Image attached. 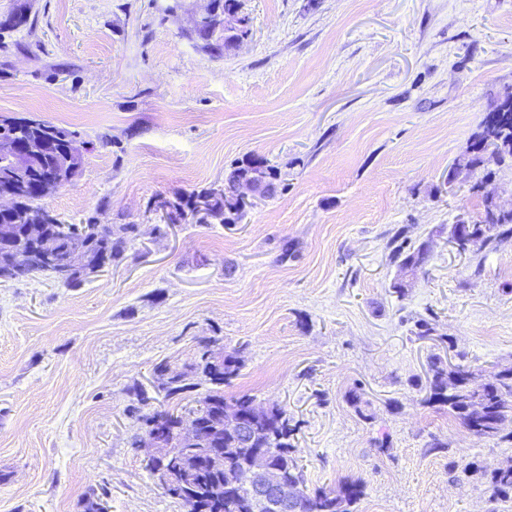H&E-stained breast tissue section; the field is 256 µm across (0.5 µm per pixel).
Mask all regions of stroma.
Returning <instances> with one entry per match:
<instances>
[{
  "label": "stroma",
  "mask_w": 512,
  "mask_h": 512,
  "mask_svg": "<svg viewBox=\"0 0 512 512\" xmlns=\"http://www.w3.org/2000/svg\"><path fill=\"white\" fill-rule=\"evenodd\" d=\"M210 6L0 0L33 21L0 32V119L36 115L86 146L45 206L141 227L139 259L80 288L0 283V512H84L103 485L109 512H185L130 445L129 389L206 336L243 349L226 395L298 422L308 489L363 479L355 512H512L489 483L512 441L423 401L431 355L482 378L512 367V243L448 244L483 208L475 179L512 203V168L452 172L512 92V0H242L251 34L220 57L190 36ZM251 155L283 190L239 223L153 234L154 202L221 186ZM396 238L430 245L402 297Z\"/></svg>",
  "instance_id": "obj_1"
}]
</instances>
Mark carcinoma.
I'll return each instance as SVG.
<instances>
[{
  "label": "carcinoma",
  "mask_w": 512,
  "mask_h": 512,
  "mask_svg": "<svg viewBox=\"0 0 512 512\" xmlns=\"http://www.w3.org/2000/svg\"><path fill=\"white\" fill-rule=\"evenodd\" d=\"M241 0H213V9L207 18L196 27L194 35L200 46L213 55H223L237 47L238 42L250 36L249 19L241 13ZM490 140L495 143L493 155L502 165L512 162V93L507 92L489 104L488 111L480 124L479 132L473 137V152L459 159L460 169L472 170L483 163L485 147L482 143ZM280 178L278 169L258 156H251L237 162L224 175V187L207 188L177 195L168 200L171 208V222L176 224L186 216L196 218L198 224H209L216 220L220 224H235L242 217L234 197V188L243 181L274 183ZM57 244L62 245L75 237L87 245L94 253L101 255L104 267L111 268L127 258V252L134 247L139 235L136 224H98L88 218L83 224H59ZM470 230L482 233L487 247L495 250L500 244L512 240V216L498 220L496 224H473ZM429 244L426 242L414 248L404 244L393 247L391 259L402 270L424 273L428 262ZM98 273V265H89L77 270L64 281L69 288L81 287L92 275ZM242 361L239 350L234 348L224 352V370L217 377L207 367L196 368L195 375L186 377L177 367L160 362L153 368L158 388L164 398L180 399L200 385L206 390L199 405L190 410L194 421L199 424H214L218 421L225 403H233L244 413L251 410L256 399L249 394L228 396L224 388L230 386L239 376ZM470 367L456 366V371L448 370V365L433 356L430 358L429 375L423 402L448 413L467 430L477 436L495 437L512 424V368L500 371L487 384L482 386L479 400L484 408L482 416L471 419L464 411L465 400L470 398L473 388L469 382ZM133 404L128 414L140 424H145L155 414L154 397L140 385L130 389ZM255 447L269 449L272 465L278 467L289 480L299 485L306 512H353V507L365 495L363 480L345 481L335 491L317 489L309 491L304 470L293 456L291 443L296 426L291 424L287 412L278 405H272L256 419ZM220 447L224 454L219 466L206 465L198 470L195 477L196 503L192 512H266L245 490L234 493L223 491L224 480L233 473L245 457V449L234 439L224 438ZM493 495L506 494L512 490V467L498 468L491 473ZM108 496L104 487L89 493L84 503V512H101V504Z\"/></svg>",
  "instance_id": "1"
}]
</instances>
